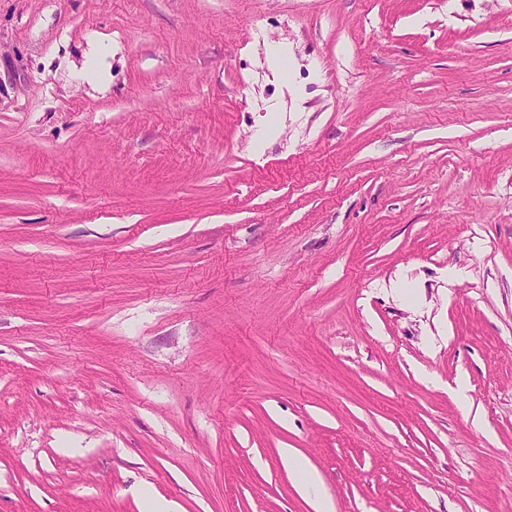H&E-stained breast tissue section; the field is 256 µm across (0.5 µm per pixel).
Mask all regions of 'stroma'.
I'll return each instance as SVG.
<instances>
[{
    "instance_id": "1",
    "label": "stroma",
    "mask_w": 512,
    "mask_h": 512,
    "mask_svg": "<svg viewBox=\"0 0 512 512\" xmlns=\"http://www.w3.org/2000/svg\"><path fill=\"white\" fill-rule=\"evenodd\" d=\"M512 512V0H0V512Z\"/></svg>"
}]
</instances>
